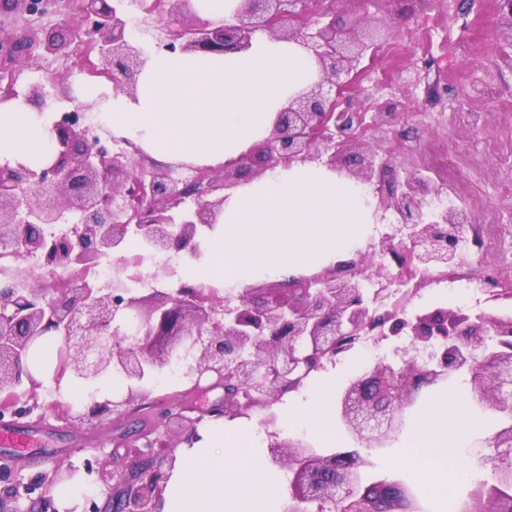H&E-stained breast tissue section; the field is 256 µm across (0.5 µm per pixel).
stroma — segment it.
Returning <instances> with one entry per match:
<instances>
[{"label":"stroma","instance_id":"stroma-1","mask_svg":"<svg viewBox=\"0 0 512 512\" xmlns=\"http://www.w3.org/2000/svg\"><path fill=\"white\" fill-rule=\"evenodd\" d=\"M425 0H402L400 11H390L386 0H336V9L344 24L359 26L365 32H377L389 27L390 36L402 40L404 51L398 59L391 79L375 83L364 67L352 72L353 86L350 104L358 111L374 114L379 107L397 113L389 127L387 144L392 153L393 174H422L432 149L452 153L464 160L483 154L485 148L499 137L502 129H512V17L502 16L494 0H448V10L441 14L434 30L435 40L460 41L463 50L449 49L434 53L430 65L438 74L435 93L446 99L449 109L435 123L419 122L416 109L428 105L426 90L420 81L421 60L417 39L425 21ZM81 49L67 56L43 59L32 55L30 61L11 76L17 93H24L33 82L48 86L49 100L55 107L68 110L78 105V92L83 86H93L99 104L88 115L98 123L103 139H111L112 130L101 124L99 106L112 96L113 85L108 78H80L78 60ZM462 112H483L489 119L473 126L458 115ZM452 189L458 200L464 201L477 234H484L481 222L484 211L491 210L503 226L505 236H512V167L500 166L485 158L479 170L459 166ZM143 262L152 287L172 292L186 283V269L173 256L144 253ZM403 338L377 339L368 349L349 351L326 363L310 374L294 391L301 397L329 383L332 394H340L358 376L369 372L380 360L395 359L396 348L406 346ZM86 388L77 381L58 389L48 383L38 391L40 407L33 415L16 420V427L36 431L37 444L25 452L0 446V464L12 465L25 479L53 476L57 463L64 458L74 462L96 456L103 463L104 473L118 469L127 471L135 460L123 448L125 431L134 422L154 426L148 412L153 400L168 398L193 408L195 415L208 414L224 402V387L215 377L194 382L187 378L177 382H153L130 407L128 418L112 420L99 426L75 424L67 419L69 406L83 403ZM503 416L486 410L469 437L457 447V453L469 468L472 478L492 481L493 473L487 458L490 441L501 427Z\"/></svg>","mask_w":512,"mask_h":512}]
</instances>
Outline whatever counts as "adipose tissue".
Returning a JSON list of instances; mask_svg holds the SVG:
<instances>
[{"label": "adipose tissue", "instance_id": "obj_1", "mask_svg": "<svg viewBox=\"0 0 512 512\" xmlns=\"http://www.w3.org/2000/svg\"><path fill=\"white\" fill-rule=\"evenodd\" d=\"M135 96L113 92L105 120L158 161L220 167L262 143L290 99L320 78L315 59L296 42L253 37L248 49L222 55L146 51ZM54 147L50 110L20 98L0 100V165L37 169ZM374 205L365 186L316 163L277 164L229 191L215 229L189 265L193 280L227 288L286 281L335 265L369 233ZM446 394L406 437L399 466L446 503L468 470L457 444L475 427ZM328 388L302 406L283 405V426H305L321 447L342 442ZM257 437L214 420L176 458L160 512H280L281 488L267 477Z\"/></svg>", "mask_w": 512, "mask_h": 512}]
</instances>
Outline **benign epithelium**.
<instances>
[{
  "instance_id": "7a95c632",
  "label": "benign epithelium",
  "mask_w": 512,
  "mask_h": 512,
  "mask_svg": "<svg viewBox=\"0 0 512 512\" xmlns=\"http://www.w3.org/2000/svg\"><path fill=\"white\" fill-rule=\"evenodd\" d=\"M47 0H0V16H34ZM121 0H74L62 10L76 24L41 32L34 41L19 37L0 42V72L29 60L33 45L44 56H58L75 44L84 46L82 67L110 80L132 96L145 63L144 51L129 33ZM166 15L158 46L170 52L224 54L249 46L257 31L292 39L312 53L320 80L279 113L264 144L224 165V179L199 172L179 188L169 174L154 172L146 180L136 173L137 160L124 148L108 151L83 121L84 108L53 123L55 157L33 170L0 165V245L13 248L12 261L35 257L43 273L14 270L0 280V416L25 418L38 401L17 407L22 379L30 391L40 387L28 369L30 353L47 336L59 338L66 359L57 377L70 373L92 381L117 373L125 378L127 396L92 398L73 411L70 421L100 424L127 414L148 374L163 367L183 347L191 351V369L202 378L224 377V408L214 417L266 411L262 422H275L273 406L297 388L313 370L336 357L339 339L373 325L380 335L410 337L406 358L393 365L381 361L352 381L337 399L338 416L354 442L386 448L401 432L407 409L423 389L465 371L475 397L488 407L512 410V319L490 304L475 312L435 308L411 317L377 313L376 299L364 294L365 270L351 261L315 279L290 281L273 288H249L238 303L217 304L186 284L175 293H137L127 286V261L120 255L130 235L158 253L200 256L203 230L212 228L224 204V191L236 185L248 168L292 161L324 160L347 170L364 183L378 178L385 186L389 161L375 164L385 121L373 119V134L359 132L361 113L336 111V96L349 88L347 77L373 42L356 27H344L336 8L314 17L308 0H241L232 24L197 16L190 0H159L149 7ZM49 93L41 82L28 86L24 99L41 110ZM401 190L381 194V202L399 216L395 233L372 246L380 258L378 272L396 274L410 268L447 269L458 260L464 239L459 235L466 215L447 207L425 220L423 206L432 193L429 183L411 174ZM192 203H187V200ZM74 211L78 222L53 234L49 228L62 214ZM115 257L112 276L101 284L91 275L102 259ZM161 422L188 424L194 419L169 402L152 404ZM132 447L136 470L115 472L118 493L106 494L89 512H157L156 503L173 467L175 445L164 433L138 434ZM270 460L293 472L283 512H304L309 504H332L338 512H419L413 493L399 479L368 485L362 472L369 456L357 448L323 453L301 441L274 440ZM13 476L0 499V512H57L51 498L36 490L42 481H23L10 466L0 465V481ZM502 499L477 489L465 501V512H502Z\"/></svg>"
}]
</instances>
